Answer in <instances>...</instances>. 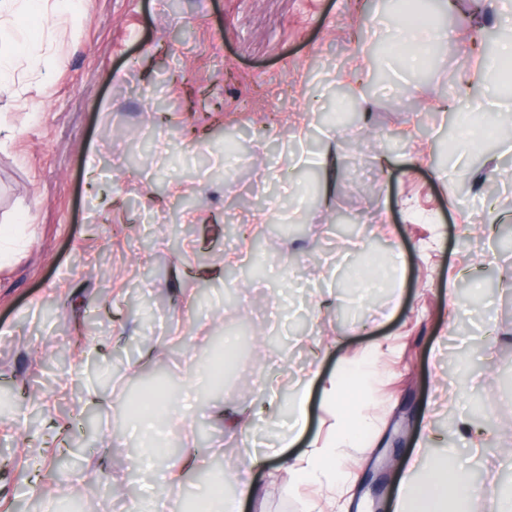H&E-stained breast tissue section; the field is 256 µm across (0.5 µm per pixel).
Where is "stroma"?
Returning <instances> with one entry per match:
<instances>
[{"label": "stroma", "instance_id": "obj_1", "mask_svg": "<svg viewBox=\"0 0 512 512\" xmlns=\"http://www.w3.org/2000/svg\"><path fill=\"white\" fill-rule=\"evenodd\" d=\"M394 24L379 0H41L36 12H0V49L12 79L0 90V225L19 244L0 259V512H79L148 506L170 490L131 411L162 391L188 408L193 459L180 491L198 498L231 475L245 450L277 444L292 419L281 386L374 364L358 384L367 425L341 445L343 494L310 485L288 494L282 457L339 429L311 401L295 449L255 472L243 512H396L399 477H425L471 401L489 410L459 443L481 496L512 497V205L483 208L491 189L512 202L511 134L484 139L463 163L438 158L455 127L446 101L464 97L457 56H498L497 10L433 27L453 56L381 61L383 81L353 85L367 119L338 125L328 178L320 113L335 108L355 50L388 43ZM307 135L293 136V118ZM268 225L299 224L268 240L262 266L236 270L224 253L255 209ZM463 265L449 300L448 268ZM233 339L222 384L202 378L217 337ZM232 408L247 429L216 418ZM98 428L58 469V425ZM394 458L396 466L384 470ZM79 474L72 486L71 474Z\"/></svg>", "mask_w": 512, "mask_h": 512}]
</instances>
